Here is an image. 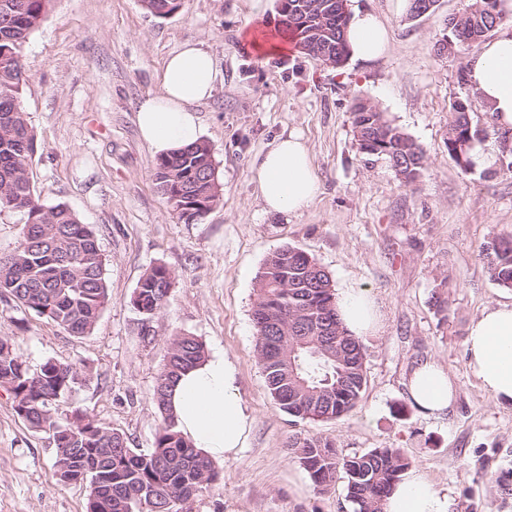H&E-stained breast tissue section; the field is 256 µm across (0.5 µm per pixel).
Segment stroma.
I'll list each match as a JSON object with an SVG mask.
<instances>
[{
    "mask_svg": "<svg viewBox=\"0 0 512 512\" xmlns=\"http://www.w3.org/2000/svg\"><path fill=\"white\" fill-rule=\"evenodd\" d=\"M469 0H438L412 18L406 0H347L377 14L390 41L380 60L336 68L302 52L260 59L238 34L248 21L279 22L276 0H183L161 18L141 0H54L24 47L22 106L38 144L30 177L48 206L62 204L95 230L110 301L93 331L76 337L0 296V337L30 368L46 360L77 365L86 379L58 402L122 433L141 453L161 415L154 401L169 341L188 334L224 351L239 371L254 417L246 448L217 464L218 479L191 512H353L345 478L319 492L287 451L293 437L331 441L349 459L396 448L448 497V512H512V405L497 404L467 366L466 336L489 306L512 305L481 244L512 234V171L502 168L499 132L459 74L477 44L440 57L434 44L448 16ZM202 42L218 68L198 112L221 197L202 218H176L159 192L156 155L136 112L162 87L166 59ZM471 102L480 132L474 153L491 165L461 168L448 153L456 99ZM377 105L425 152L424 170L402 183L387 160L360 152L352 124L358 101ZM302 135L320 183L304 211L267 213L251 180L258 153L279 136ZM311 255L336 293L372 296L380 328L364 337L366 385L339 418L310 422L270 396L256 353L252 308L267 257L286 247ZM166 265L168 301L144 319L131 298L142 276ZM428 361L448 373L455 401L441 418L413 405L407 383ZM55 450L0 388V512H86L88 488L58 481Z\"/></svg>",
    "mask_w": 512,
    "mask_h": 512,
    "instance_id": "1",
    "label": "stroma"
}]
</instances>
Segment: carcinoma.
I'll return each instance as SVG.
<instances>
[{"mask_svg": "<svg viewBox=\"0 0 512 512\" xmlns=\"http://www.w3.org/2000/svg\"><path fill=\"white\" fill-rule=\"evenodd\" d=\"M53 0H0V212L22 216V241L15 250L0 253V294L53 322L71 336L90 333L108 303L104 279L105 259L95 231L66 206L41 203L29 177L37 153V139L21 105L26 81L24 46L43 23ZM153 15L163 9L171 15L182 7L180 0H142ZM484 0L469 6L470 27L465 38L480 40L496 24V18L481 10ZM381 127L368 126L364 135L378 131L390 140L408 143L397 155H384L401 182L415 181L422 171L423 148L392 125L385 116ZM158 189L178 219L194 221L219 199L220 184L211 150L194 144L161 157L155 165ZM295 251L273 252L259 275L253 318L260 315L286 325L295 317L319 320L326 304L337 305L330 276L314 258L287 257ZM491 278L503 288H512V237H503L482 247ZM174 275L160 264L139 281L131 302L150 313L168 300ZM320 333L302 329L283 339L266 328L256 329L259 363L270 395L288 414L313 422L335 419L353 409L361 398L366 379L365 351L360 339L341 329V336L326 352L313 356ZM205 356L197 338L178 334L169 343L163 371L157 379L154 399L161 424L152 450L138 453L124 436L99 426L75 410L68 420L56 414L59 399L75 388L73 376L80 368L47 360L30 369L14 352L10 340L0 338V387L18 404L26 406L24 421L48 438L62 436L65 443L54 448H82L72 455L71 467L86 470L89 481L87 512H170L168 501L191 489L212 487L217 473L211 460L193 448L176 429L166 396L171 383ZM347 380L344 399L336 402V383ZM288 452L308 472L319 491L345 474L347 498L354 512H383V504L401 474L407 458L394 448H375L361 456L341 459L334 445L318 438H297Z\"/></svg>", "mask_w": 512, "mask_h": 512, "instance_id": "cac0c4a2", "label": "carcinoma"}]
</instances>
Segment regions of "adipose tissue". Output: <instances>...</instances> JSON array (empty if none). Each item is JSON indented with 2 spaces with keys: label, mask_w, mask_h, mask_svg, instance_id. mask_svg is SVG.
<instances>
[{
  "label": "adipose tissue",
  "mask_w": 512,
  "mask_h": 512,
  "mask_svg": "<svg viewBox=\"0 0 512 512\" xmlns=\"http://www.w3.org/2000/svg\"><path fill=\"white\" fill-rule=\"evenodd\" d=\"M354 60L371 63L388 45L383 21L355 11L347 28ZM466 79L490 110L498 128L512 132V26L499 28L465 65ZM217 78L213 55L201 43L188 42L172 55L158 94L137 110L139 135L157 155L201 142L197 108L208 100ZM252 180L269 212L305 209L319 190L307 147L294 133L278 137L255 160ZM343 326L362 338L374 332L378 318L373 301L362 292L337 300ZM470 371L501 405H512V305L485 308L468 329ZM238 369L222 351H212L183 372L169 390L176 426L194 448L213 461L235 457L245 448L254 418L239 395ZM409 395L425 415L438 416L451 406L454 389L448 374L433 363L418 366L409 378ZM384 512H448V499L418 469L405 471L383 505Z\"/></svg>",
  "instance_id": "obj_1"
}]
</instances>
